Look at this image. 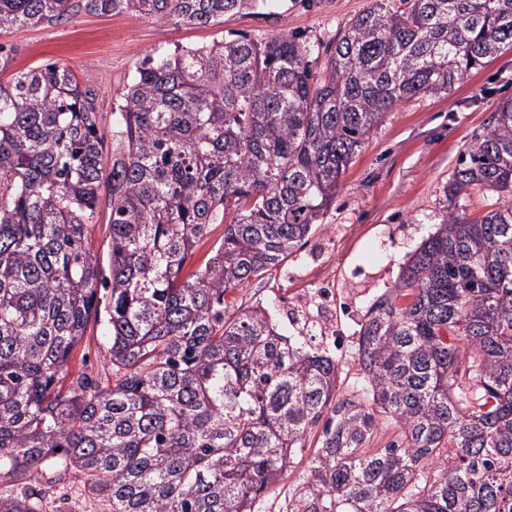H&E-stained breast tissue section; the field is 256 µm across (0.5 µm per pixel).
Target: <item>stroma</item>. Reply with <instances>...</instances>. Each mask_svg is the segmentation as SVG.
Masks as SVG:
<instances>
[{
    "label": "stroma",
    "mask_w": 512,
    "mask_h": 512,
    "mask_svg": "<svg viewBox=\"0 0 512 512\" xmlns=\"http://www.w3.org/2000/svg\"><path fill=\"white\" fill-rule=\"evenodd\" d=\"M371 0H277L275 7L225 17L208 27L161 24L129 14L65 19L14 29L5 43L14 49L11 71L46 61L69 66L97 98L104 132L136 67L146 55L211 43L231 32L264 42L294 33L309 42L317 69H324L339 33ZM512 98V47L501 49L451 91L416 96L389 112L371 131L336 189V202L308 242L262 280L229 293L230 309L260 304L280 333L296 326L287 311L318 318L321 290L334 284L333 333L320 347L335 356L339 377L335 401H357L360 324L378 297L396 282L402 264L441 221L442 186L468 144L487 131L498 104ZM71 376H111L102 326L88 335L70 363ZM38 512H108L109 505L79 481L53 485Z\"/></svg>",
    "instance_id": "35a3bbf8"
}]
</instances>
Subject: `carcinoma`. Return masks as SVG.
<instances>
[{"label": "carcinoma", "instance_id": "obj_1", "mask_svg": "<svg viewBox=\"0 0 512 512\" xmlns=\"http://www.w3.org/2000/svg\"><path fill=\"white\" fill-rule=\"evenodd\" d=\"M276 0H81L97 15L213 26ZM70 0H0V38ZM512 46V0H386L352 18L325 74L294 34L232 33L140 63L112 113L58 63L0 82V480L78 477L110 512H262L318 424L285 512H512V99L443 186L442 219L364 319L367 403L263 306L227 315L322 224L384 115L448 92ZM109 274L89 243L102 192ZM479 191L486 211L460 201ZM224 225L189 276L210 225ZM102 322L112 382L69 364ZM333 416L324 417L328 409ZM399 428L370 448L379 426ZM444 460L438 474L426 470Z\"/></svg>", "mask_w": 512, "mask_h": 512}]
</instances>
